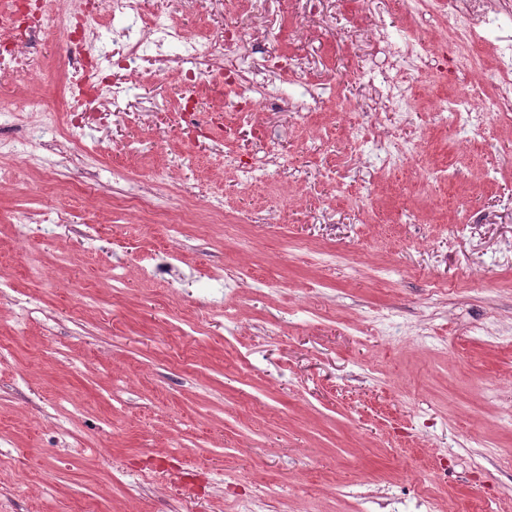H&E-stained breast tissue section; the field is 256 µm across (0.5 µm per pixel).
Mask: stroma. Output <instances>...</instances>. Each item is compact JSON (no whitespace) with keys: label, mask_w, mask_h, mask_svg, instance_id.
Instances as JSON below:
<instances>
[{"label":"stroma","mask_w":512,"mask_h":512,"mask_svg":"<svg viewBox=\"0 0 512 512\" xmlns=\"http://www.w3.org/2000/svg\"><path fill=\"white\" fill-rule=\"evenodd\" d=\"M410 0H264L265 47L296 61L275 93L311 112L255 122L201 85L186 129L177 82H147L142 123L93 112L71 162L61 34L0 98L42 99L45 145L0 119V512H512V121L463 135L432 104L475 84L390 54L441 19ZM409 107L376 111L381 90ZM245 166L262 168L247 179ZM224 200L233 230L166 224L99 191L175 184ZM157 266L153 278L140 267ZM183 490L161 494L142 474Z\"/></svg>","instance_id":"obj_1"}]
</instances>
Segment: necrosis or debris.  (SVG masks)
<instances>
[{
  "instance_id": "4bbe7bcc",
  "label": "necrosis or debris",
  "mask_w": 512,
  "mask_h": 512,
  "mask_svg": "<svg viewBox=\"0 0 512 512\" xmlns=\"http://www.w3.org/2000/svg\"><path fill=\"white\" fill-rule=\"evenodd\" d=\"M211 0H177L176 14H158L148 0H97L94 8L79 6L53 10L50 0H43L39 14L25 12L20 0H9L0 11V79L17 76L25 51L32 39L56 30L64 32L74 46V61L66 83L69 93L67 113H83L90 104L125 111L130 92L148 72L141 65L147 52H154L159 70L176 77L186 88L202 80L230 89L234 99L225 107L258 116L265 108L310 110L309 101L298 104L270 95L263 66H225L224 58L235 47L249 42L247 32L235 25L200 34L189 33L179 14H203ZM414 11L436 12L447 25L443 41L453 49L458 73L478 75L475 87L454 99H437L434 109L446 113L459 131L469 132L479 112L476 99L493 95L497 110L512 113V60L498 58L488 64L482 47L487 34L504 15L512 13V0H412ZM122 18L115 31L113 49H97L111 17Z\"/></svg>"
}]
</instances>
